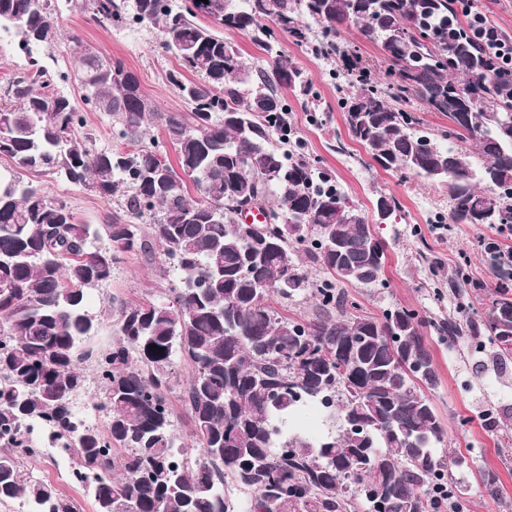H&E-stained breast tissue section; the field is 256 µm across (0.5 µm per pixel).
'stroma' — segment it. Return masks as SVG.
Returning <instances> with one entry per match:
<instances>
[{"mask_svg":"<svg viewBox=\"0 0 512 512\" xmlns=\"http://www.w3.org/2000/svg\"><path fill=\"white\" fill-rule=\"evenodd\" d=\"M58 17L61 36L51 49L54 58L67 62L77 41L106 51L138 76L143 92L159 111H185V102L165 77L167 71L177 68L178 62L163 52L154 30L104 28L87 15L65 7L60 8ZM264 23L273 28L280 55L302 71L312 88L308 96L297 89L280 91L306 152L320 160L350 201L366 215H373L378 197L392 196L399 203L392 220L378 228L388 243L385 286L347 285L343 288L346 297L367 315L379 316L386 308L399 305L418 310L433 325L450 317L481 321L489 306L488 295L497 288L498 279L480 241L493 239L507 249L512 247V233L486 224H454L447 233H437L435 224L447 219L449 212L445 188L423 178H405L401 173L385 171L360 145L351 141L339 99L353 92V84L334 80V60L313 55L288 30L277 27L274 19L265 18ZM341 40L371 63L377 81L395 83L390 62L376 46L362 39L356 26L345 27ZM314 104L324 114L323 125H314L310 120L309 108ZM36 181L51 197L66 202L80 222L107 224L122 211V198H101L59 175L42 174ZM455 275L476 284V291L462 296L449 295L448 279ZM176 280V270L159 273L156 257L140 252L124 254L111 279L94 290L90 311L99 315L114 296L130 302L145 301L171 287ZM433 325L426 328L425 337L438 371V382L430 389L429 396L446 430L439 452L458 454L461 463L455 469V476L465 491L464 498L471 512H512V361L502 365L493 363V344L487 336H463L452 344L447 337L436 333ZM489 407L506 416L504 425L492 433L482 421V414ZM25 465L35 476L74 499L80 512H95L92 497L73 483L66 462L31 457ZM486 467L496 470L500 476L498 496H489L480 489L478 473Z\"/></svg>","mask_w":512,"mask_h":512,"instance_id":"stroma-1","label":"stroma"}]
</instances>
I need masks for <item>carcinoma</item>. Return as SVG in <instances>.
<instances>
[{
    "label": "carcinoma",
    "instance_id": "obj_1",
    "mask_svg": "<svg viewBox=\"0 0 512 512\" xmlns=\"http://www.w3.org/2000/svg\"><path fill=\"white\" fill-rule=\"evenodd\" d=\"M68 3L101 25L156 28L179 62L167 80L187 111H158L138 77L99 50L81 46L65 65L47 67L36 49L55 43L57 0H0V28L28 54L0 103V158L18 170L0 175V504L77 512L17 454L41 425L95 512L115 504L118 512H235L228 481L249 491L250 512H379L383 502L389 512H439L445 497L462 494L453 473L460 461L436 453L445 428L425 392L438 375L424 329L437 327L452 344L463 323L437 325L405 306L379 317L347 310L337 287L384 285L387 243L302 150L278 89L307 95L309 85L259 19L274 18L315 55L336 57L338 81L355 55L338 41L342 27L357 26L380 50L398 80L383 86L359 68L360 93L341 101L348 136L384 170L446 187L452 224H512V80L464 36L448 0H208L195 11L173 0ZM200 14L250 32L266 66L245 65L233 43L196 22ZM308 20L320 26L315 40ZM73 81L78 100L59 91ZM412 96L445 113L448 129L434 137L393 105ZM474 106V121L463 124ZM87 112L108 116L131 149L95 150ZM154 120L174 164L165 146L143 141ZM422 138L438 150H423ZM22 171L118 195L125 215L82 224ZM252 204L266 209L267 223H239L238 211ZM153 242L163 262L176 264L179 283L148 301L108 302L115 340L94 345L88 290L112 277L121 255ZM489 261L500 285L483 327L469 330H485L494 359L507 361L512 275L508 256ZM301 297L316 302L314 317L274 306ZM178 358L193 369L184 383L174 376ZM90 388L104 432L72 410ZM174 391L195 455L175 433ZM320 403L319 434L293 427L299 410ZM480 484L495 495L501 481L487 467Z\"/></svg>",
    "mask_w": 512,
    "mask_h": 512
}]
</instances>
